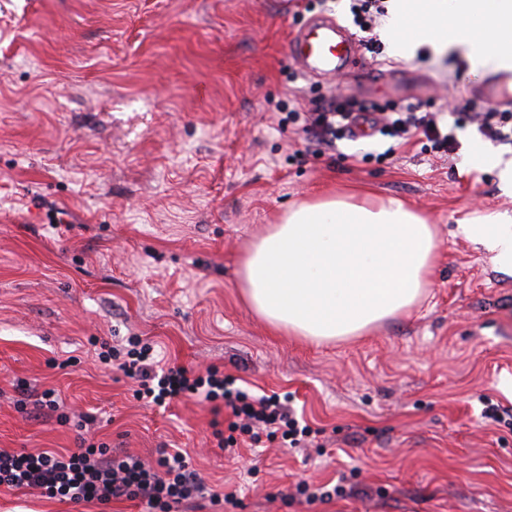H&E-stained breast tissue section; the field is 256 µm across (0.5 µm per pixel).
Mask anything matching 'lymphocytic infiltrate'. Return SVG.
Returning <instances> with one entry per match:
<instances>
[{
    "instance_id": "f902f5d3",
    "label": "lymphocytic infiltrate",
    "mask_w": 512,
    "mask_h": 512,
    "mask_svg": "<svg viewBox=\"0 0 512 512\" xmlns=\"http://www.w3.org/2000/svg\"><path fill=\"white\" fill-rule=\"evenodd\" d=\"M348 10L353 24L367 35L368 52L373 57H382L384 44L374 31L386 14L385 0H348ZM459 112L476 123L489 140L512 142L511 111L465 105ZM369 119V113H353L347 101L333 97L314 109L294 104L278 124L303 136L306 152L321 154L335 149L338 141L350 134L352 122ZM381 123L384 136L395 141L394 147L384 152L388 158L415 138L426 139L431 152L440 159L452 155L457 146L453 131H442L432 114L412 103L392 107L384 113ZM98 358L135 378L136 394L146 402L162 405L190 394L209 403L224 404L231 417L241 421L252 442H259L265 435H278L289 447L303 448L313 435L306 421L298 418L291 396L250 395L212 368L193 376L182 367L158 370L152 347L141 343L138 337L103 346ZM0 486L38 489L48 497H61L77 504L134 500L147 512H181L185 502L206 492L205 484L196 472L189 470L180 452L160 449L156 463L150 464L122 449L86 438L81 439L75 452L0 451Z\"/></svg>"
}]
</instances>
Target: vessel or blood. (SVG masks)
<instances>
[{"instance_id": "1", "label": "vessel or blood", "mask_w": 512, "mask_h": 512, "mask_svg": "<svg viewBox=\"0 0 512 512\" xmlns=\"http://www.w3.org/2000/svg\"><path fill=\"white\" fill-rule=\"evenodd\" d=\"M289 48L301 71L312 78L346 74L362 57L359 40L329 15L292 34Z\"/></svg>"}]
</instances>
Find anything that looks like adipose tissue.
Returning <instances> with one entry per match:
<instances>
[{
  "instance_id": "obj_1",
  "label": "adipose tissue",
  "mask_w": 512,
  "mask_h": 512,
  "mask_svg": "<svg viewBox=\"0 0 512 512\" xmlns=\"http://www.w3.org/2000/svg\"><path fill=\"white\" fill-rule=\"evenodd\" d=\"M382 35L411 58L423 45L465 53L484 78L512 71V0H388ZM512 268V223L462 227ZM433 225L412 205L366 196L301 203L244 251L237 286L270 327L323 342L359 336L407 313L432 285Z\"/></svg>"
}]
</instances>
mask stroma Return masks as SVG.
Masks as SVG:
<instances>
[{"mask_svg": "<svg viewBox=\"0 0 512 512\" xmlns=\"http://www.w3.org/2000/svg\"><path fill=\"white\" fill-rule=\"evenodd\" d=\"M311 14L297 0H0V451L95 441L155 461L182 449L190 469L237 507L190 512H512V272L459 225L512 216L497 171L417 141L379 161L390 138L305 155L277 105L343 99L424 110L481 105L502 74L473 79L462 52L363 57L353 76L316 80L288 52ZM400 89L360 91L373 73ZM370 192L413 204L437 228L433 285L410 314L316 344L272 330L243 302L238 261L295 202ZM138 335L162 366L215 367L254 395L291 394L318 446L251 447L224 407L185 398L150 407L100 363L93 341ZM79 357L78 366L57 362ZM59 390L68 421L31 417L18 381ZM332 489L307 500L301 483ZM0 512H142L131 500L75 504L0 488Z\"/></svg>", "mask_w": 512, "mask_h": 512, "instance_id": "1", "label": "stroma"}]
</instances>
